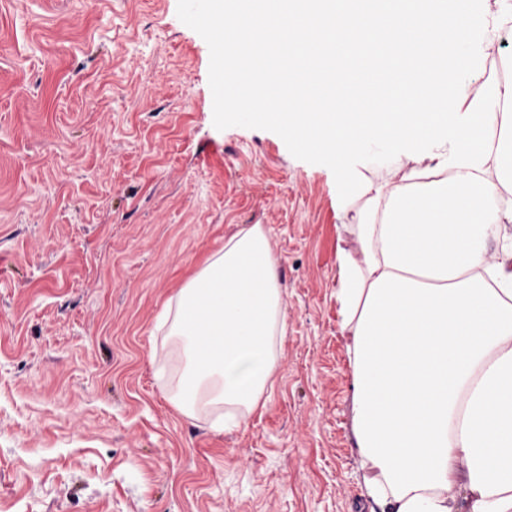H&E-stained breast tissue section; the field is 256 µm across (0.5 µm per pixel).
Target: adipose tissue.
<instances>
[{
  "label": "adipose tissue",
  "mask_w": 512,
  "mask_h": 512,
  "mask_svg": "<svg viewBox=\"0 0 512 512\" xmlns=\"http://www.w3.org/2000/svg\"><path fill=\"white\" fill-rule=\"evenodd\" d=\"M493 170L423 176L402 157L353 214L336 300L353 378V433L383 512H512V78L499 80ZM183 368L169 402L246 423L287 323L263 225L240 228L165 303Z\"/></svg>",
  "instance_id": "obj_1"
}]
</instances>
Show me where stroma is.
Wrapping results in <instances>:
<instances>
[{"label":"stroma","instance_id":"1","mask_svg":"<svg viewBox=\"0 0 512 512\" xmlns=\"http://www.w3.org/2000/svg\"><path fill=\"white\" fill-rule=\"evenodd\" d=\"M178 0H0V512H382L352 429L337 254L351 213L277 134L213 125ZM280 263L264 407L167 400L156 324L239 227Z\"/></svg>","mask_w":512,"mask_h":512}]
</instances>
